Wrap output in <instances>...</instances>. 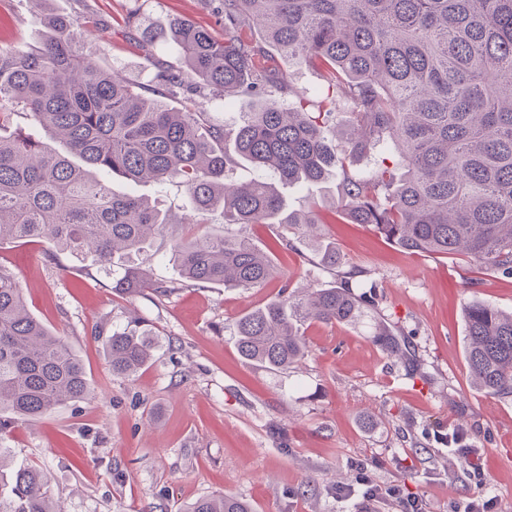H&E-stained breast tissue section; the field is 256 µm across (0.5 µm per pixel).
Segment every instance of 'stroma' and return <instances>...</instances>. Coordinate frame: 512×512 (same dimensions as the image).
<instances>
[{
    "instance_id": "35a3bbf8",
    "label": "stroma",
    "mask_w": 512,
    "mask_h": 512,
    "mask_svg": "<svg viewBox=\"0 0 512 512\" xmlns=\"http://www.w3.org/2000/svg\"><path fill=\"white\" fill-rule=\"evenodd\" d=\"M133 10L151 20L187 16L217 35L224 29L218 0H0V45H34L46 12L86 17L85 53L151 85L158 64L179 65L181 55L171 41L133 39L122 24ZM112 187L181 217L175 236L156 237L135 258L155 281H178L170 256L174 238L197 224L190 199L172 184L117 177ZM281 193L292 210L327 205L336 176ZM319 231L376 282L372 318L355 327L305 322V360L278 371L244 360L233 326L282 284L299 292L332 284L311 262L309 237L277 251L279 275L263 287L190 285L167 296L118 295L111 271L68 251L47 262L45 242L0 247V267L18 278L29 311L80 358L92 389L16 428L15 463L45 470L63 512H183L217 494L246 499L255 512H391L358 494L336 498L337 485L353 479L352 462L375 459L377 482L421 497L429 512H452L478 491L467 460L448 443L457 430L482 450L497 512H512V400L475 388L464 358L466 306L480 299L511 312L512 279L403 254L360 224ZM134 320L152 332L153 357L113 376L104 339ZM380 322L399 335L412 363L374 342Z\"/></svg>"
}]
</instances>
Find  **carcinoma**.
<instances>
[{
  "label": "carcinoma",
  "mask_w": 512,
  "mask_h": 512,
  "mask_svg": "<svg viewBox=\"0 0 512 512\" xmlns=\"http://www.w3.org/2000/svg\"><path fill=\"white\" fill-rule=\"evenodd\" d=\"M217 39L180 16L128 28L150 43L166 37L183 67L158 71L162 89L134 85L100 67L79 44L80 19L40 18L45 38L26 48L0 46V128L18 111L66 152L24 131L0 136V245L46 241L109 268L141 251L175 223L147 200L118 194L99 173L131 183H175L195 211H220L241 227L285 224L295 230L336 220L366 224L410 253H432L512 278V0H221ZM257 29L262 39L245 37ZM279 55L308 66L326 90L318 112L293 109L289 74L268 65ZM243 100L234 152L224 127L186 93L199 89ZM185 100L176 109L169 101ZM341 106L351 117L333 143L326 128ZM257 176L228 186L235 158ZM336 168L330 211L285 212L279 183H313ZM184 282L259 288L277 273L272 251L240 234L176 242ZM334 285L281 293L235 324L240 355L286 370L306 355L307 320L355 325L375 306L374 283L343 269L325 246ZM177 285L153 284L135 264L112 280L120 295ZM465 362L478 389L512 398V312L478 299L465 310ZM112 375L132 374L153 341L133 323L107 337ZM91 393L81 360L28 310L12 272L0 267V512H62L47 474L17 465L5 446L13 430ZM186 512H253L238 497H201Z\"/></svg>",
  "instance_id": "obj_1"
}]
</instances>
